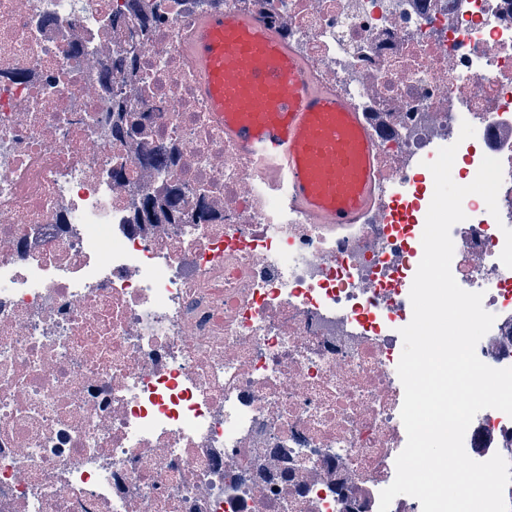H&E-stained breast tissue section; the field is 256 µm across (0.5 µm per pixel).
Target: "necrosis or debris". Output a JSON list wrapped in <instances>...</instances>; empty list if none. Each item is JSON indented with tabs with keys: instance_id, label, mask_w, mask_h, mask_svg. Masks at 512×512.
<instances>
[{
	"instance_id": "4bbe7bcc",
	"label": "necrosis or debris",
	"mask_w": 512,
	"mask_h": 512,
	"mask_svg": "<svg viewBox=\"0 0 512 512\" xmlns=\"http://www.w3.org/2000/svg\"><path fill=\"white\" fill-rule=\"evenodd\" d=\"M227 9L379 128L365 223L270 204L225 139L184 37ZM439 128L458 184L503 164L451 270L496 316L479 359L512 367V0H0V512H379ZM163 185L178 212L144 217ZM506 441L485 409L464 447Z\"/></svg>"
}]
</instances>
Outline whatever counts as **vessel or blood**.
I'll return each instance as SVG.
<instances>
[{
    "label": "vessel or blood",
    "mask_w": 512,
    "mask_h": 512,
    "mask_svg": "<svg viewBox=\"0 0 512 512\" xmlns=\"http://www.w3.org/2000/svg\"><path fill=\"white\" fill-rule=\"evenodd\" d=\"M187 41L200 92L225 137L271 188L311 223H363L381 193L365 113L240 11L203 15Z\"/></svg>",
    "instance_id": "vessel-or-blood-1"
}]
</instances>
